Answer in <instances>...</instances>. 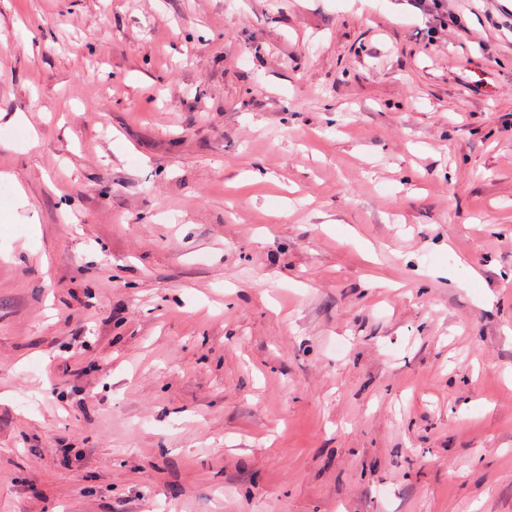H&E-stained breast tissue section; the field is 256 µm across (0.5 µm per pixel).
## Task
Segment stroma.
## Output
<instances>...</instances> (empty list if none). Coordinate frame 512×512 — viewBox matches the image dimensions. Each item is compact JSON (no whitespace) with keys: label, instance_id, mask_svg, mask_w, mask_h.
Returning <instances> with one entry per match:
<instances>
[{"label":"stroma","instance_id":"1","mask_svg":"<svg viewBox=\"0 0 512 512\" xmlns=\"http://www.w3.org/2000/svg\"><path fill=\"white\" fill-rule=\"evenodd\" d=\"M1 171L0 512H512V0H0Z\"/></svg>","mask_w":512,"mask_h":512}]
</instances>
